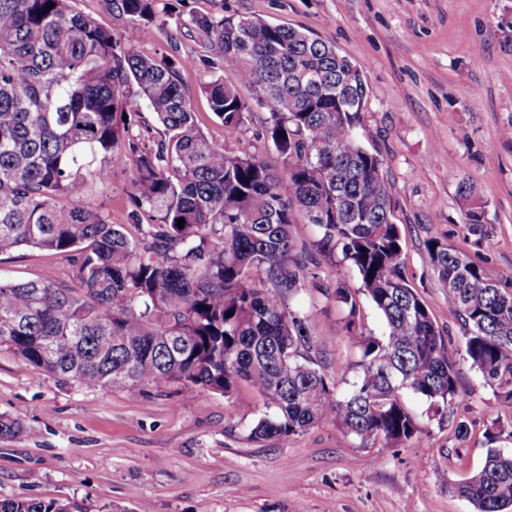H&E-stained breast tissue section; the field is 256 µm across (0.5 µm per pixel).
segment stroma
<instances>
[{"label": "stroma", "instance_id": "35a3bbf8", "mask_svg": "<svg viewBox=\"0 0 512 512\" xmlns=\"http://www.w3.org/2000/svg\"><path fill=\"white\" fill-rule=\"evenodd\" d=\"M260 18L298 28L358 64L367 99L360 115L364 146L377 153L397 190L393 221L404 273L455 353L458 399L444 420L406 393L423 422L422 442L362 447L327 420L288 442H254L249 430L264 401L249 386L231 396L205 392L184 401L179 383L87 391L55 382L0 352V416L22 433L0 439V498L78 502L84 512H475L453 487L478 470L484 432L512 430V406L463 358L464 330L448 309V290L432 271L426 244L438 240L473 261L512 274V0H183L143 27L137 47L186 61L181 78L201 129L218 146L281 160L263 133L265 110L252 105L247 130L226 137L201 94L203 83L236 82L215 63L190 14ZM132 170L110 183H86L71 200L92 205L135 232L128 194ZM466 181L486 204L485 222L467 224L457 194ZM294 235L311 253L309 269L328 286L347 288L358 305L356 335L334 297L302 291L291 301L318 341L316 368L346 392L357 379L361 336L382 337L384 321L341 250H321L320 229L296 213ZM78 283L79 254L32 248L0 256V274L17 280L46 269ZM466 440L454 435L458 421Z\"/></svg>", "mask_w": 512, "mask_h": 512}]
</instances>
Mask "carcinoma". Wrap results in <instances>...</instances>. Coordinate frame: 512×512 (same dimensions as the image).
I'll list each match as a JSON object with an SVG mask.
<instances>
[{
	"label": "carcinoma",
	"mask_w": 512,
	"mask_h": 512,
	"mask_svg": "<svg viewBox=\"0 0 512 512\" xmlns=\"http://www.w3.org/2000/svg\"><path fill=\"white\" fill-rule=\"evenodd\" d=\"M124 20L117 39L76 0H0V255L20 247L80 253L79 284L55 275H0V350L87 390L176 381L184 397L224 395L239 384L268 412L249 438L282 441L334 420L360 445L393 447L422 430L405 405L412 392L434 414L458 397L442 330L403 273L392 221L395 187L358 131L362 69L325 41L261 19L193 14L190 24L238 84L200 86L227 136L245 131L249 87L265 109L275 168L229 153L201 130L180 77L183 62L144 54L141 28L160 0H106ZM136 86L154 115L146 145L133 133ZM133 168L130 196L149 217L135 240L92 206H70L77 185ZM467 223L485 203L464 180ZM342 247L386 335L363 343L358 381L338 396L311 365L314 343L288 300L328 293L295 250V211ZM184 219L183 227L178 220ZM429 263L465 328L464 356L512 406V276L438 240ZM457 491L475 512L512 506V453L488 451ZM0 512H82L57 499H0Z\"/></svg>",
	"instance_id": "1"
}]
</instances>
